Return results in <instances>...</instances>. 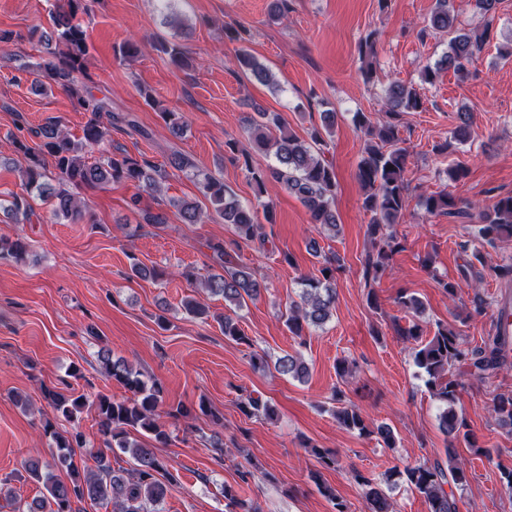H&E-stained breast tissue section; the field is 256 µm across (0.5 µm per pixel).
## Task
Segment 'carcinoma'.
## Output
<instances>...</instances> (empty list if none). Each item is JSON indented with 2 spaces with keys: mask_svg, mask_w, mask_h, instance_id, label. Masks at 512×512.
<instances>
[{
  "mask_svg": "<svg viewBox=\"0 0 512 512\" xmlns=\"http://www.w3.org/2000/svg\"><path fill=\"white\" fill-rule=\"evenodd\" d=\"M82 0H58L50 14L51 33L41 37L43 51L40 61L35 64L34 87L60 88L67 92L77 110L88 114L83 135L75 140L63 130L61 123L50 120L30 128L22 115H17V134L12 136L15 150L23 156L21 167L24 193L12 196L8 205H0V213L13 222L28 218L32 212L30 200L39 198L49 204L50 213L56 219L76 222L82 218L80 202L74 190L82 187L102 188L112 183L135 182L140 190L149 194L161 192L162 170L142 158L137 159L125 152L113 153L90 163L86 153L100 145L109 132V127L126 123L135 127L134 121L112 111V103L98 98L81 85L77 75L85 71L90 55V41L87 30L79 21ZM500 0H473V8L480 15L483 24L475 31L465 32L457 26V16L450 0H436L435 8L428 20L427 29L448 35V52L440 66L457 73L464 71V63L481 52L492 37L493 21ZM157 51L180 66L185 59L183 47L176 42L161 41L155 45ZM238 68L256 82L275 87L276 80L270 70L250 52L240 51L236 56ZM423 108V98L412 85L395 81L390 84L386 95V112L398 116L401 112H417ZM161 117L171 134L182 137L187 129L183 113L164 108ZM322 128H315L306 141L288 130L275 112L262 108L255 109V115L248 119V130L255 148L273 154L276 165L267 169L245 162L247 176L258 192H263L266 182L280 183L288 193L307 209L312 223L332 234L339 232L335 198L337 190L336 171L322 158L314 146L325 143L324 136L331 134L336 124V113H321ZM460 124L453 132L452 140L437 147L440 153L453 150L454 145L468 141L471 137V120L466 112L459 113ZM355 127L377 139L367 147L360 159L356 178L365 190L363 209L371 215L367 233L372 249L363 262L364 287L367 301L377 307L374 285L386 270L399 242L390 227L399 223L408 207L409 184L405 179L408 164L407 150L401 146L398 125L387 122L379 127L372 125L364 112L353 115ZM38 139L29 145L26 136ZM52 159L55 178L47 175V159ZM169 164L187 175L195 174L192 159L175 150ZM200 190L208 199L217 217L233 227L237 237L250 242L262 237L261 225L253 209L241 204L236 195L224 187V182L212 175L200 181ZM419 204L431 215L448 214L472 218L473 214L461 207V201L452 194L441 191L420 196ZM170 205L177 209L182 223L198 224L204 213L198 203L187 200H172ZM476 237L487 244L512 237V194L497 196L491 206L478 216ZM213 259L220 271L210 269L200 278L194 270L187 268L180 276L196 284L209 294L220 296L232 309H241L247 301L256 300L266 289L265 280L257 277L249 268H238L233 257L218 242L210 245ZM27 243L19 236L11 238L0 235V260H25ZM336 258H324L320 269L321 277L302 282L300 301L288 308L285 325L296 335L304 329L321 327L332 316L336 302ZM397 304L414 319L403 326L394 323L396 334L415 343L413 359L415 366L425 377L424 383L443 409L438 417V428L446 436L459 437L476 449L489 455L488 450L476 447L463 412L456 409L458 394L463 389L461 379L451 376V370L466 367L480 378L489 375L512 362V335L501 332V324L494 322L491 332L481 345L473 346L456 327L438 323L433 336L424 341L423 329L415 320L424 311L422 301L413 294L403 292ZM224 336L238 344L252 346L251 339L230 315L217 319ZM97 361L107 376L122 385L131 396L116 400L106 394H97L89 399L84 394L63 393L55 387L42 386L44 400L54 411L66 419L73 420L86 410L94 411L98 430L103 437L105 449L91 455L94 465L79 466L76 463V449L84 447L83 436L79 433H61L49 422L43 428L44 436L50 440L54 465L67 473L62 480L43 462L39 456H30L25 461V472L42 484L44 493L26 504L23 512H81L80 505L89 501L111 512H159L158 506L164 501L169 489L176 483V477L158 455L157 449L167 445L169 434L166 419L178 420L188 416L186 410L178 407L163 410L164 390L157 380H146L133 364L122 357L112 356V350L102 347L97 352ZM275 369L298 380L308 375V367L297 355H284L274 363ZM335 416L337 423L361 436L377 434L383 443L391 448L395 435L391 427L381 424L371 427L359 407L344 403L343 391L336 390ZM241 410L248 416L263 414L271 419L275 408L267 401L246 395L241 401ZM493 413L496 422L512 429V395H499L494 399ZM142 434L150 438L145 444L138 440ZM127 455L131 467H114L112 461ZM395 475L413 492L424 498L428 512H459L455 495L446 487H462L467 483L465 463L452 451H447V461L428 465H408ZM352 477L362 487L367 512H394L389 496L379 487L377 479L359 470H352ZM321 495L333 504L336 512H347L346 505L339 500L336 490L322 481L317 472L311 475ZM224 500L229 512H259L254 503L238 497L231 485H224Z\"/></svg>",
  "mask_w": 512,
  "mask_h": 512,
  "instance_id": "obj_1",
  "label": "carcinoma"
}]
</instances>
